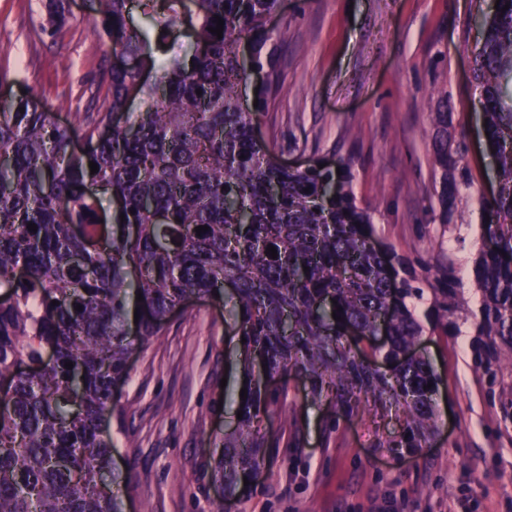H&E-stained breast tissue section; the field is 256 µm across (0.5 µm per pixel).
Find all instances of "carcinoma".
Wrapping results in <instances>:
<instances>
[{
	"label": "carcinoma",
	"instance_id": "obj_1",
	"mask_svg": "<svg viewBox=\"0 0 512 512\" xmlns=\"http://www.w3.org/2000/svg\"><path fill=\"white\" fill-rule=\"evenodd\" d=\"M279 3L91 0L108 51L78 146L37 97L0 101V377L13 381L0 396V512H123L111 423L128 359L174 309L206 296L231 303L251 383L212 467L224 497L262 471L260 413L269 380L287 372L346 414L360 393L404 407L400 448L436 429L438 377L407 353L426 335L460 332L454 267L426 298L425 264L375 240L350 173L283 167L256 136L284 91L266 37ZM66 5L47 0L49 25L65 23ZM218 17L220 39L208 31ZM245 45L266 75L256 107L241 95ZM473 73L501 165L482 201L481 237L495 248L474 259L481 301L468 316L472 365L493 384L512 365V0L487 20ZM433 121L438 220L453 233L466 168L448 146V113Z\"/></svg>",
	"mask_w": 512,
	"mask_h": 512
}]
</instances>
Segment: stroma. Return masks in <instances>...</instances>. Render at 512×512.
Segmentation results:
<instances>
[{
	"instance_id": "stroma-1",
	"label": "stroma",
	"mask_w": 512,
	"mask_h": 512,
	"mask_svg": "<svg viewBox=\"0 0 512 512\" xmlns=\"http://www.w3.org/2000/svg\"><path fill=\"white\" fill-rule=\"evenodd\" d=\"M493 0H282L268 25L285 87L258 133L289 164L344 161L377 241L421 258L430 276L453 259L460 297L477 308L473 260L481 202L496 193L472 74ZM44 0H0V66L14 91L39 98L79 130L100 77L101 37L87 0H68L65 26L46 29ZM472 174L444 231L432 114ZM469 324L426 336L418 352L439 377L438 427L427 447H398L401 408L364 397L346 415L285 377L262 414L261 475L228 499L212 478V443L239 426L244 376L227 308L207 299L175 311L136 350L112 417L113 460L127 512H512V370L496 385L470 361Z\"/></svg>"
}]
</instances>
